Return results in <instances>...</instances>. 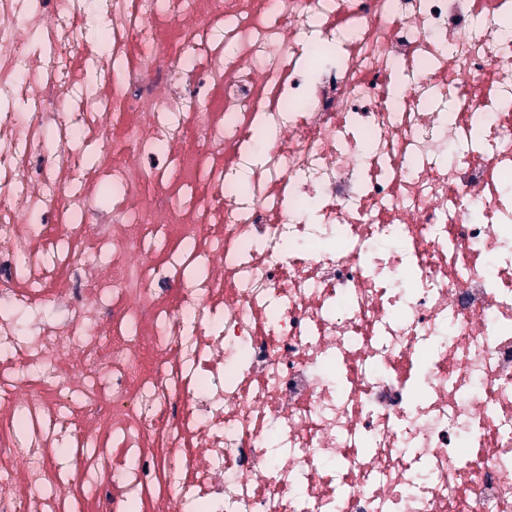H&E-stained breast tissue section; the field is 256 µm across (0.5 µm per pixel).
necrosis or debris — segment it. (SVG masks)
<instances>
[{
	"mask_svg": "<svg viewBox=\"0 0 512 512\" xmlns=\"http://www.w3.org/2000/svg\"><path fill=\"white\" fill-rule=\"evenodd\" d=\"M51 2L0 0V512H512V0Z\"/></svg>",
	"mask_w": 512,
	"mask_h": 512,
	"instance_id": "necrosis-or-debris-1",
	"label": "necrosis or debris"
}]
</instances>
